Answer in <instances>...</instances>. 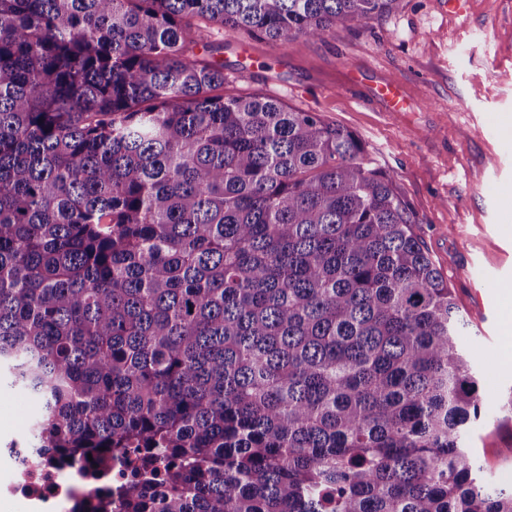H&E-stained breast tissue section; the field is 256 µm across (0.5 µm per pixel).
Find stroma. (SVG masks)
Segmentation results:
<instances>
[{
  "instance_id": "35a3bbf8",
  "label": "stroma",
  "mask_w": 512,
  "mask_h": 512,
  "mask_svg": "<svg viewBox=\"0 0 512 512\" xmlns=\"http://www.w3.org/2000/svg\"><path fill=\"white\" fill-rule=\"evenodd\" d=\"M224 63L229 93L260 91L358 135L394 172L414 231L465 316V353L490 408L467 443L512 485V0H402L367 28L272 41L199 32ZM401 85L390 111L373 88ZM39 401L0 379V448L21 441Z\"/></svg>"
}]
</instances>
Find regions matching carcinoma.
<instances>
[{
  "label": "carcinoma",
  "instance_id": "1",
  "mask_svg": "<svg viewBox=\"0 0 512 512\" xmlns=\"http://www.w3.org/2000/svg\"><path fill=\"white\" fill-rule=\"evenodd\" d=\"M400 2L0 0V371L41 402L25 443L125 461L96 512H512L396 175L224 93L192 34L320 39Z\"/></svg>",
  "mask_w": 512,
  "mask_h": 512
}]
</instances>
